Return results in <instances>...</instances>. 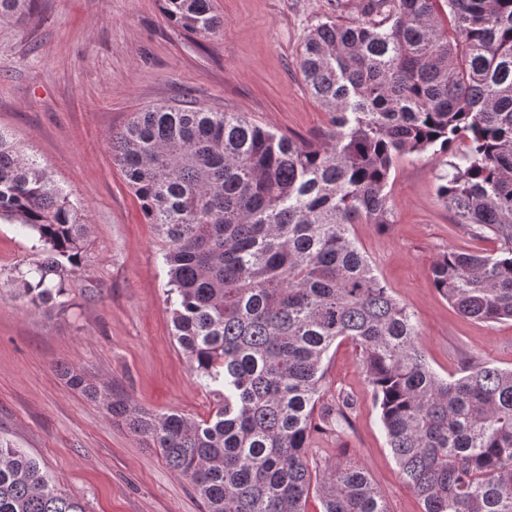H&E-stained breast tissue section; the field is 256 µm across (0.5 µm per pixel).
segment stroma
Wrapping results in <instances>:
<instances>
[{"label":"stroma","mask_w":512,"mask_h":512,"mask_svg":"<svg viewBox=\"0 0 512 512\" xmlns=\"http://www.w3.org/2000/svg\"><path fill=\"white\" fill-rule=\"evenodd\" d=\"M212 36L171 22L161 0H34L0 17V131L68 194L87 226L82 267L65 306L19 294L18 272L41 260L37 238L0 220V437L25 449L90 512H203L187 480L107 413L68 387L65 365L103 392L157 413L210 415L213 398L172 335L168 268L154 225L112 162L110 137L148 106L241 112L255 124L322 143L331 116L310 95L299 54L320 23L365 21L361 0H213ZM452 156L399 158L386 191L389 224L353 234L376 274L415 316L420 347L440 376L468 362L512 368V321L461 317L436 291L431 267L451 249L489 252L438 196ZM321 405L354 402L341 431L311 436L308 462L367 472L389 512H423L405 484L351 341L325 360Z\"/></svg>","instance_id":"stroma-1"}]
</instances>
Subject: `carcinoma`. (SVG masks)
<instances>
[{
  "label": "carcinoma",
  "mask_w": 512,
  "mask_h": 512,
  "mask_svg": "<svg viewBox=\"0 0 512 512\" xmlns=\"http://www.w3.org/2000/svg\"><path fill=\"white\" fill-rule=\"evenodd\" d=\"M31 0H0L21 15ZM182 29L222 26L212 0H163ZM380 21H328L306 37L304 82L326 142L279 135L239 112L159 104L112 133V160L156 226L175 340L215 400L209 418L109 397L106 410L188 480L205 512H389L353 466L309 468L313 417L337 340L359 346L389 448L423 512H512V368L435 373L413 313L351 238L390 224L397 158L454 151L438 195L493 252L450 249L432 268L463 317L512 321V0H369ZM463 149L457 150L458 143ZM44 258L20 275L34 306L59 302L82 265L86 225L68 196L0 132V220ZM87 397L101 390L61 371ZM349 397L324 410L348 420ZM0 512H88L39 461L0 439Z\"/></svg>",
  "instance_id": "1"
}]
</instances>
